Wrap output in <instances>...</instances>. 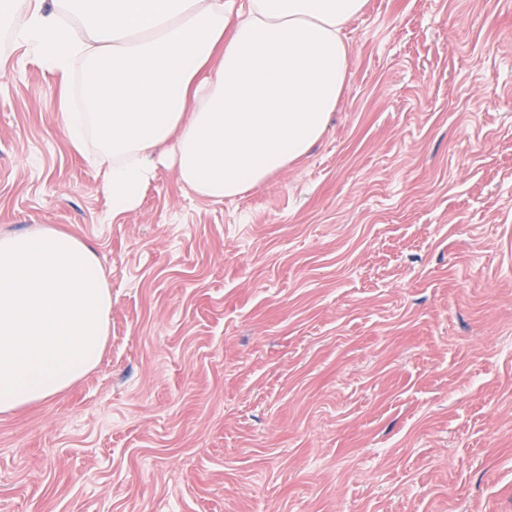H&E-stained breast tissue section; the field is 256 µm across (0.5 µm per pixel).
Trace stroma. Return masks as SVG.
<instances>
[{
  "label": "stroma",
  "mask_w": 512,
  "mask_h": 512,
  "mask_svg": "<svg viewBox=\"0 0 512 512\" xmlns=\"http://www.w3.org/2000/svg\"><path fill=\"white\" fill-rule=\"evenodd\" d=\"M301 163L116 216L0 34V236L65 229L100 363L0 413V512H512V0H369Z\"/></svg>",
  "instance_id": "obj_1"
}]
</instances>
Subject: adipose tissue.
<instances>
[{
  "instance_id": "adipose-tissue-1",
  "label": "adipose tissue",
  "mask_w": 512,
  "mask_h": 512,
  "mask_svg": "<svg viewBox=\"0 0 512 512\" xmlns=\"http://www.w3.org/2000/svg\"><path fill=\"white\" fill-rule=\"evenodd\" d=\"M368 0H0L45 64L63 134L96 151L113 214L159 166L214 200L303 161L347 90L345 25ZM81 111H71L74 89ZM112 294L98 255L52 228L0 236V413L67 391L100 361Z\"/></svg>"
}]
</instances>
